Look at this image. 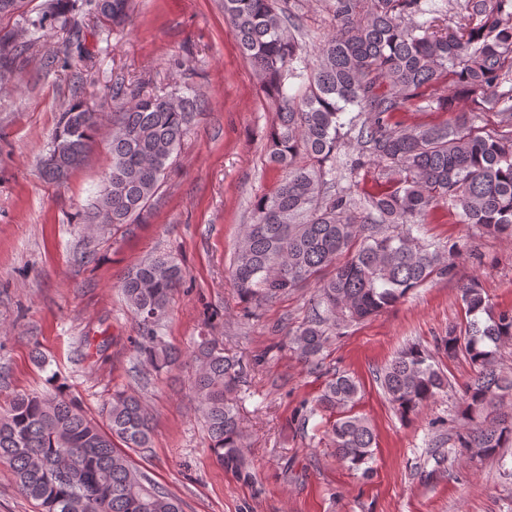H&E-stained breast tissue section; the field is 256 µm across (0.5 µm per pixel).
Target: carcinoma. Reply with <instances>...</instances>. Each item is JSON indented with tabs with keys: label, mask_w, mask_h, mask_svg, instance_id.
Instances as JSON below:
<instances>
[{
	"label": "carcinoma",
	"mask_w": 512,
	"mask_h": 512,
	"mask_svg": "<svg viewBox=\"0 0 512 512\" xmlns=\"http://www.w3.org/2000/svg\"><path fill=\"white\" fill-rule=\"evenodd\" d=\"M131 0H89L104 25L129 19ZM335 32L319 46L315 62L300 46L278 0H224L242 55L260 88L278 102L269 131V162L285 172L271 196L259 198L244 225L231 269L233 287L249 304L275 301L327 268L307 319L286 332L299 360L317 366L336 329L364 321L410 289L450 266L442 253L413 235L429 209L448 205L461 224L512 238V89L499 91L512 72V0H457L459 30L437 25L430 0H330ZM77 0H47L23 18L34 31L59 28L79 36L71 22ZM428 16L408 25L405 16ZM0 35V82L18 58L37 51ZM451 74L457 87L489 105L498 128L475 129L465 117L440 126L399 129L393 113ZM111 164L104 188L81 215L83 224L117 229L137 223L158 192L173 155L188 132L199 98L143 94L112 86ZM357 114L345 119L348 108ZM104 114L89 107L81 86L61 113L43 177L63 179L87 158ZM355 134L368 160L388 167L394 188L364 205L351 193L331 192L328 176L338 148ZM185 272L166 256L129 269L119 284L138 320V357L155 369L190 370V389L208 439L224 471L253 482L243 446L239 393L247 377L243 359L226 352L216 336H202L186 353L159 335L157 326ZM464 329L448 328L437 346L476 368L464 388L465 410L456 447L472 457H497L512 447V376L498 364L499 348L512 342V310H494L475 280L461 286ZM393 409L402 417L448 394V376L432 353L413 343L378 373ZM361 386L335 374L301 423L318 412L333 417L329 434L336 457L366 477L377 447L371 422L354 412ZM103 421L89 417L62 389L19 393L0 412V464L9 467L39 512H180L176 496L134 464L129 451L147 448L154 427L135 391L118 390L104 404Z\"/></svg>",
	"instance_id": "carcinoma-1"
}]
</instances>
